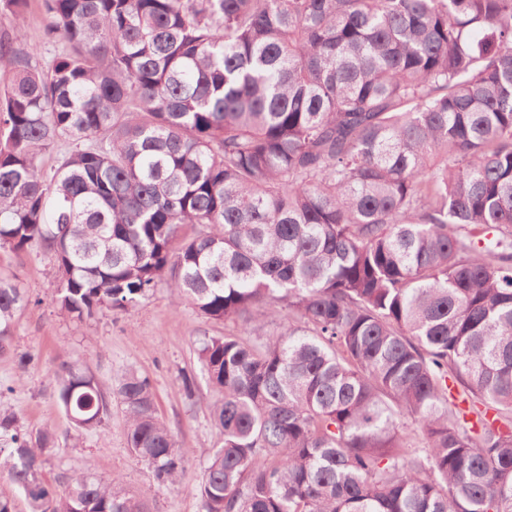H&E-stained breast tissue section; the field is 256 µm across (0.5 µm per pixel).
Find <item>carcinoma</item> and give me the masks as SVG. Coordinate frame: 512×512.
<instances>
[{
	"mask_svg": "<svg viewBox=\"0 0 512 512\" xmlns=\"http://www.w3.org/2000/svg\"><path fill=\"white\" fill-rule=\"evenodd\" d=\"M41 7L51 55L0 30V248L52 254L79 320L161 282L209 321L286 313L199 348L201 512H512V0ZM27 302L1 275V357ZM115 395L176 485L150 380L63 366L76 428ZM54 447L0 413L29 512H147L86 466L49 482Z\"/></svg>",
	"mask_w": 512,
	"mask_h": 512,
	"instance_id": "cac0c4a2",
	"label": "carcinoma"
}]
</instances>
